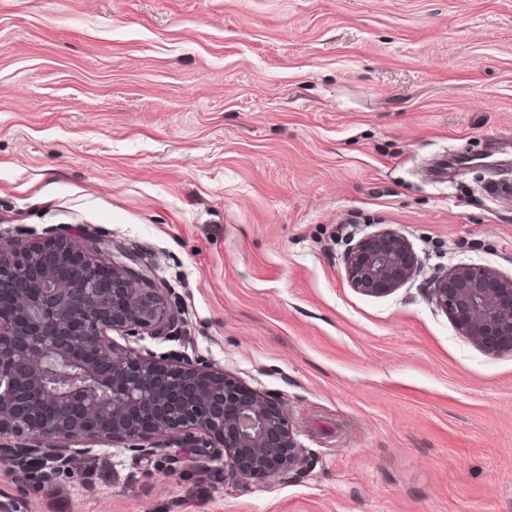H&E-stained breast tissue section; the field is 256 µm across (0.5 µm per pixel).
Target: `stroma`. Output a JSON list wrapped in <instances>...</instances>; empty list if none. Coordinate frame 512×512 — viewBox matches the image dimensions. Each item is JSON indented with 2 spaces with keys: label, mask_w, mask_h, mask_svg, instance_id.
<instances>
[{
  "label": "stroma",
  "mask_w": 512,
  "mask_h": 512,
  "mask_svg": "<svg viewBox=\"0 0 512 512\" xmlns=\"http://www.w3.org/2000/svg\"><path fill=\"white\" fill-rule=\"evenodd\" d=\"M512 0H0V235L66 230L164 285L169 339L264 393L271 481L170 446L0 459V512H512V354L432 304L512 275ZM391 228L382 296L343 256ZM344 265L351 287L368 295L389 293L421 269L412 244L395 230L359 239L344 255Z\"/></svg>",
  "instance_id": "35a3bbf8"
}]
</instances>
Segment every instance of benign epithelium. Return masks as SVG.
I'll return each mask as SVG.
<instances>
[{"label":"benign epithelium","instance_id":"obj_1","mask_svg":"<svg viewBox=\"0 0 512 512\" xmlns=\"http://www.w3.org/2000/svg\"><path fill=\"white\" fill-rule=\"evenodd\" d=\"M99 249L60 231L19 246L0 238V452L64 469L71 445L120 441L150 454L172 439L227 458L239 476L277 479L302 463L286 415L268 397L205 364L177 365L117 348L121 336L170 338L178 317L144 272L105 263ZM348 282L386 294L420 259L395 230L359 239L344 255ZM435 307L491 355L512 353V276L456 264L430 288Z\"/></svg>","mask_w":512,"mask_h":512}]
</instances>
